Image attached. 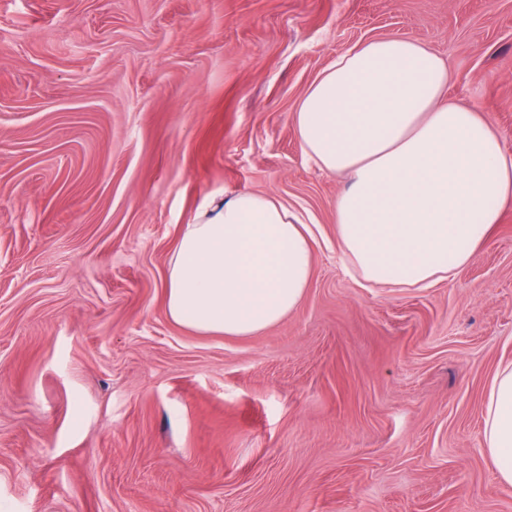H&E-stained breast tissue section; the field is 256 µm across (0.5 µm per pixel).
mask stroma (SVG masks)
Instances as JSON below:
<instances>
[{
	"mask_svg": "<svg viewBox=\"0 0 512 512\" xmlns=\"http://www.w3.org/2000/svg\"><path fill=\"white\" fill-rule=\"evenodd\" d=\"M394 36L512 152V0H0V512H512L481 446L512 362V209L448 280L359 287L340 177L291 115ZM246 189L316 226L301 305L248 337L165 310L180 229Z\"/></svg>",
	"mask_w": 512,
	"mask_h": 512,
	"instance_id": "obj_1",
	"label": "stroma"
}]
</instances>
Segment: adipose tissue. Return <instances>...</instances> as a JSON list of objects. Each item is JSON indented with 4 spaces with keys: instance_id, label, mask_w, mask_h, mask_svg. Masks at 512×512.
<instances>
[{
    "instance_id": "obj_1",
    "label": "adipose tissue",
    "mask_w": 512,
    "mask_h": 512,
    "mask_svg": "<svg viewBox=\"0 0 512 512\" xmlns=\"http://www.w3.org/2000/svg\"><path fill=\"white\" fill-rule=\"evenodd\" d=\"M445 61L420 42L379 37L325 67L292 121L306 159L342 175L336 247L372 288L450 278L512 208V153L492 120L449 99ZM314 234L283 200L242 190L206 199L166 271V314L200 336H255L302 303ZM481 444L512 487V362L492 378Z\"/></svg>"
}]
</instances>
